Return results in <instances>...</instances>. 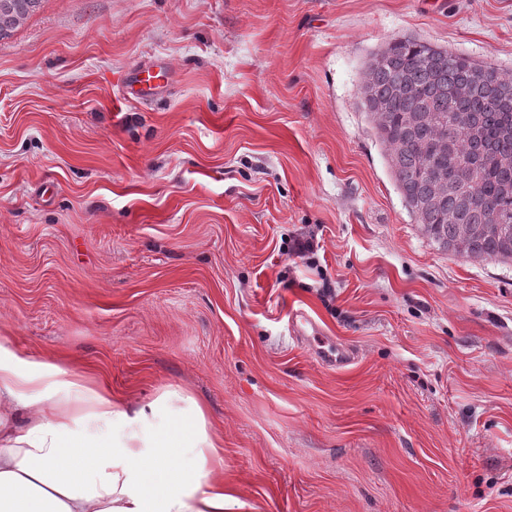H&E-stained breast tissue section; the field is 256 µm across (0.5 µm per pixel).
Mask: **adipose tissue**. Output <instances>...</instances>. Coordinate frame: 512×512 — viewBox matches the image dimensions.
<instances>
[{
    "label": "adipose tissue",
    "instance_id": "ef3b65f1",
    "mask_svg": "<svg viewBox=\"0 0 512 512\" xmlns=\"http://www.w3.org/2000/svg\"><path fill=\"white\" fill-rule=\"evenodd\" d=\"M224 438L188 392L148 402L0 337V512H225Z\"/></svg>",
    "mask_w": 512,
    "mask_h": 512
}]
</instances>
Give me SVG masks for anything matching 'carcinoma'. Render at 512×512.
Wrapping results in <instances>:
<instances>
[{
	"label": "carcinoma",
	"instance_id": "obj_1",
	"mask_svg": "<svg viewBox=\"0 0 512 512\" xmlns=\"http://www.w3.org/2000/svg\"><path fill=\"white\" fill-rule=\"evenodd\" d=\"M42 0H0V38L34 14ZM370 69L372 101L386 106L374 126L388 148L405 207L426 237L440 249L472 260H512V103L500 89L512 76L471 57L415 38L389 42ZM468 88L464 96L453 89ZM409 112H430L437 122L412 127ZM458 112L469 125H456ZM463 169L467 181L448 183L434 205L435 169Z\"/></svg>",
	"mask_w": 512,
	"mask_h": 512
}]
</instances>
